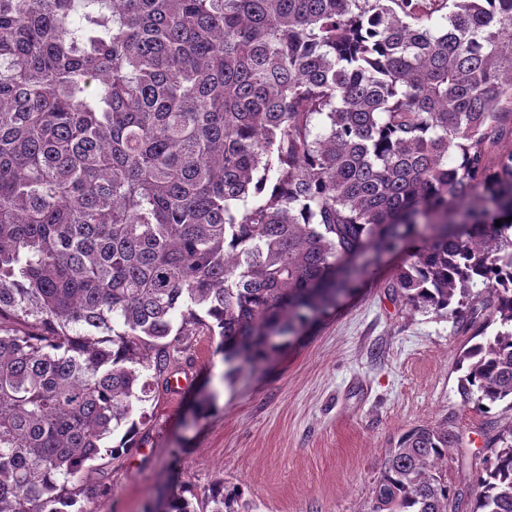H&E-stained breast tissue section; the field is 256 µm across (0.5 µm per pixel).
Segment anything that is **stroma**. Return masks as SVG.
<instances>
[{
  "label": "stroma",
  "mask_w": 512,
  "mask_h": 512,
  "mask_svg": "<svg viewBox=\"0 0 512 512\" xmlns=\"http://www.w3.org/2000/svg\"><path fill=\"white\" fill-rule=\"evenodd\" d=\"M401 261L367 263L358 288L264 369L225 380L217 337H189L173 368L183 384L154 393L137 448L86 470L88 512H146L181 484L199 497L223 485L238 512H365L400 434L445 417L461 438L448 485L470 490L487 422L512 411L463 405L455 362L465 338L451 319L396 300L388 285ZM209 396L213 411L195 416Z\"/></svg>",
  "instance_id": "1"
}]
</instances>
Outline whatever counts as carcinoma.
Returning <instances> with one entry per match:
<instances>
[{"label": "carcinoma", "mask_w": 512, "mask_h": 512, "mask_svg": "<svg viewBox=\"0 0 512 512\" xmlns=\"http://www.w3.org/2000/svg\"><path fill=\"white\" fill-rule=\"evenodd\" d=\"M508 135L512 0H0V512H87L185 338L259 368L368 256L407 251L391 288L468 333L462 400L512 410ZM489 428L467 495L451 420L403 432L367 512H512Z\"/></svg>", "instance_id": "cac0c4a2"}]
</instances>
